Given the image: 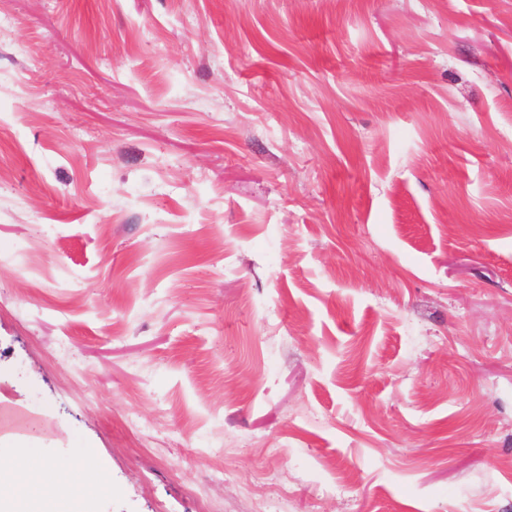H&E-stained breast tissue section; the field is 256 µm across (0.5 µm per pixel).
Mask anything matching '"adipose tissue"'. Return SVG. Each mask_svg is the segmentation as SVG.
<instances>
[{"mask_svg": "<svg viewBox=\"0 0 512 512\" xmlns=\"http://www.w3.org/2000/svg\"><path fill=\"white\" fill-rule=\"evenodd\" d=\"M67 472L56 469L27 448L0 454V503L7 512H81L77 500L60 502L45 496L48 486L66 483Z\"/></svg>", "mask_w": 512, "mask_h": 512, "instance_id": "ef3b65f1", "label": "adipose tissue"}]
</instances>
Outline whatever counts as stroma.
Masks as SVG:
<instances>
[{"label":"stroma","instance_id":"obj_1","mask_svg":"<svg viewBox=\"0 0 512 512\" xmlns=\"http://www.w3.org/2000/svg\"><path fill=\"white\" fill-rule=\"evenodd\" d=\"M0 405L83 512H512V0H0Z\"/></svg>","mask_w":512,"mask_h":512}]
</instances>
